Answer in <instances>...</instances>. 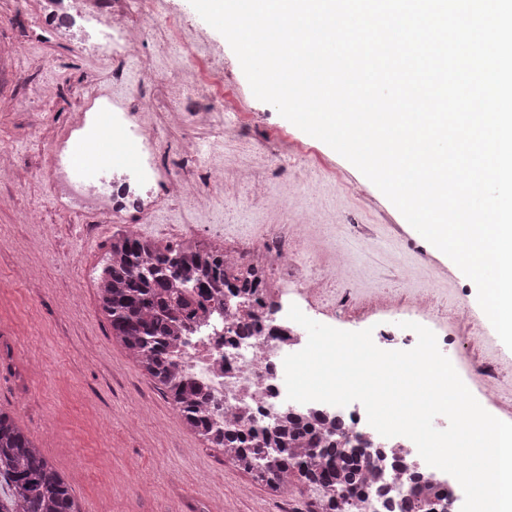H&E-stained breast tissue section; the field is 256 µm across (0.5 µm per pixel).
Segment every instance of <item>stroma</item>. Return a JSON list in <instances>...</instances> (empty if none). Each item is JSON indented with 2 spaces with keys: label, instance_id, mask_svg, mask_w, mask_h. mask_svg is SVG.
Returning a JSON list of instances; mask_svg holds the SVG:
<instances>
[{
  "label": "stroma",
  "instance_id": "obj_1",
  "mask_svg": "<svg viewBox=\"0 0 512 512\" xmlns=\"http://www.w3.org/2000/svg\"><path fill=\"white\" fill-rule=\"evenodd\" d=\"M154 31L133 56L114 60L55 41L36 0H0V41L22 42L20 57L0 61V144L26 173L17 185L0 173V408L11 412L29 437L62 472L83 512H304L305 497L276 496L252 484L204 447L170 404L113 341L99 308L97 267L112 240V227L71 217L50 202L43 177V144L31 137L67 131L68 114L83 104L88 82L114 94H142L164 107L165 76L184 72L175 58L171 25L193 48V60L215 57L213 96L185 98V127L159 134L156 161L178 169L177 145L187 136L221 141L227 164H262L274 179L288 168V210L273 200L249 204L245 184L200 212L176 203L161 205L139 236L163 237L180 229L186 240L208 242L213 225L232 237L254 235L264 224H302V254L319 263L335 261L354 288H377L394 297L430 285L449 304L468 307L482 333L458 325L445 354L475 398L479 378L469 360L492 354L512 362V350L491 341L492 325L477 300V288L446 255L434 252L398 209L358 169L319 139L309 136L258 100L222 34L208 25L190 0H163ZM224 109L229 120L205 127V105ZM42 208V222L28 221Z\"/></svg>",
  "mask_w": 512,
  "mask_h": 512
}]
</instances>
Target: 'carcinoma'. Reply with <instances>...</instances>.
Listing matches in <instances>:
<instances>
[{"label":"carcinoma","instance_id":"1","mask_svg":"<svg viewBox=\"0 0 512 512\" xmlns=\"http://www.w3.org/2000/svg\"><path fill=\"white\" fill-rule=\"evenodd\" d=\"M260 281L245 272L229 278L224 253L204 243L159 245L124 231L112 235L100 274L98 301L112 337L169 400L207 448L220 451L250 481L276 493L294 484L327 493L306 512H336V495L364 479L363 462L338 449L336 438L313 422L288 415L266 431L215 415L214 396L180 370L174 351L197 327L200 314L224 310V296H254ZM256 325L224 332V343L249 340ZM0 512H81L63 476L0 408ZM384 512H423L418 497Z\"/></svg>","mask_w":512,"mask_h":512}]
</instances>
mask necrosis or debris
I'll use <instances>...</instances> for the list:
<instances>
[{"instance_id": "1", "label": "necrosis or debris", "mask_w": 512, "mask_h": 512, "mask_svg": "<svg viewBox=\"0 0 512 512\" xmlns=\"http://www.w3.org/2000/svg\"><path fill=\"white\" fill-rule=\"evenodd\" d=\"M138 20H131L127 8L117 7L106 14L98 13L93 0H86L81 12L63 21L71 47L85 51L94 49L123 59L143 44L156 14L154 0H138ZM200 81H171L165 87L169 103L167 112L156 114L151 100L137 97L134 103L99 90L91 92L87 101L74 109L68 121V133L53 138L49 149L54 155L45 179L52 200L66 204L71 210L92 213L115 224L149 222L160 199L195 205H216L219 193L233 187L220 159L209 158L197 140H183L179 146L177 172L163 173L157 168L155 134L159 126H183L186 114L180 102L199 89ZM88 149H97L102 140L112 138L130 144L135 153L130 167L112 170V189L78 179L72 170L58 163L59 155L68 149L69 136ZM299 227L275 231L256 238H237L225 243L224 254L232 272L257 270L265 286L258 292V302L239 305L226 303L225 325L242 320L251 312L259 329L253 338L236 349L218 345L214 337H201L183 350L180 358L185 372L208 385L225 415L246 421L252 418L274 422L284 415L311 410L329 416L335 406L311 402L300 404L287 400L283 360L301 350L308 336L303 327L288 319L290 305H298L304 314H342L345 322L364 326L369 317L403 311L407 320L430 328L440 343L448 341V320H467L466 311L449 314L435 289L425 288L410 301L393 299L380 303L376 289L355 295L335 287V273L306 271L299 253ZM365 409L350 413L349 423L340 437L342 446L360 449L366 465L367 480L349 502V512H376V490L387 485L400 495H407L416 481L434 487L431 502L447 503L449 490L437 469L430 467L408 438L382 437L366 426Z\"/></svg>"}]
</instances>
